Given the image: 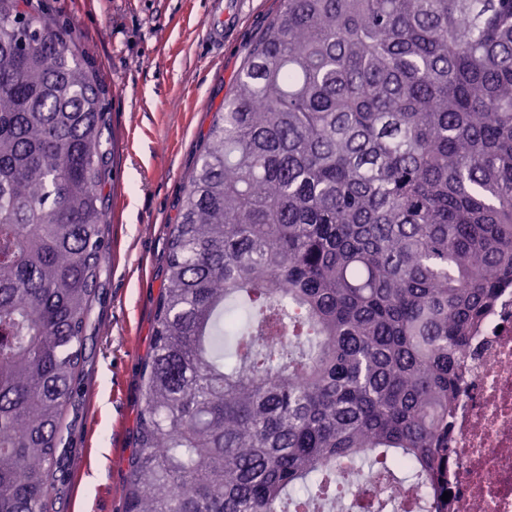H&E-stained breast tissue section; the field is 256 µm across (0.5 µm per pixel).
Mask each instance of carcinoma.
<instances>
[{
  "label": "carcinoma",
  "instance_id": "carcinoma-1",
  "mask_svg": "<svg viewBox=\"0 0 512 512\" xmlns=\"http://www.w3.org/2000/svg\"><path fill=\"white\" fill-rule=\"evenodd\" d=\"M66 35L0 0V512L68 491L109 251ZM510 287L512 0H283L171 226L125 512H300L345 461L448 512L463 350Z\"/></svg>",
  "mask_w": 512,
  "mask_h": 512
}]
</instances>
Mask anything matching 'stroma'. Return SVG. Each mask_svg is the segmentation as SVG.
Segmentation results:
<instances>
[{"instance_id":"stroma-1","label":"stroma","mask_w":512,"mask_h":512,"mask_svg":"<svg viewBox=\"0 0 512 512\" xmlns=\"http://www.w3.org/2000/svg\"><path fill=\"white\" fill-rule=\"evenodd\" d=\"M221 41L206 31L215 0H43L74 28L79 52L104 89L113 161L111 260L102 266L86 341L90 362L79 410H66L76 452L72 485L48 512H125L121 488L144 406L142 369L167 277L168 240L216 112L282 0H222Z\"/></svg>"}]
</instances>
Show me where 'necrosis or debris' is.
<instances>
[{"label":"necrosis or debris","mask_w":512,"mask_h":512,"mask_svg":"<svg viewBox=\"0 0 512 512\" xmlns=\"http://www.w3.org/2000/svg\"><path fill=\"white\" fill-rule=\"evenodd\" d=\"M467 373L452 420L448 459L449 512H512V289L499 293L465 354ZM344 491L357 512L380 500L389 512H414L430 487H393L378 468L356 464Z\"/></svg>","instance_id":"obj_1"}]
</instances>
